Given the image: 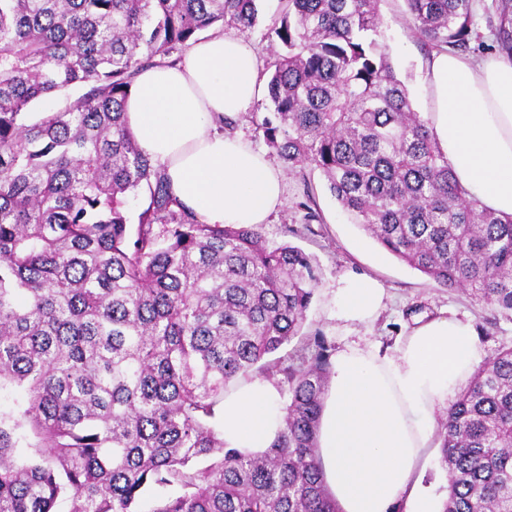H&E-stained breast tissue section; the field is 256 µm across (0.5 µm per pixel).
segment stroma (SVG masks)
Wrapping results in <instances>:
<instances>
[{"mask_svg": "<svg viewBox=\"0 0 512 512\" xmlns=\"http://www.w3.org/2000/svg\"><path fill=\"white\" fill-rule=\"evenodd\" d=\"M474 37L469 55L485 58L501 54L496 36L500 23L501 0H470ZM383 42L398 77L406 84L417 111L427 112L429 101L422 77L429 61L425 51L408 27L405 0H383ZM311 193L319 214L308 223L297 203ZM269 245L291 243L313 256L318 267V284L307 312L303 334L275 353L280 370L271 375L272 384H280L281 370L302 364L308 336L322 334L332 348L347 344H370L391 350L422 318L451 311L474 320L484 361L512 348V317L482 308L470 295L437 285L420 271L408 266L353 224L327 189L319 170L308 167L303 174L285 178V203L263 227ZM348 271L377 279L388 294L387 305L372 322L348 326L336 320L333 300L339 278ZM423 493L441 504L447 494L440 462V445L432 443L416 474Z\"/></svg>", "mask_w": 512, "mask_h": 512, "instance_id": "stroma-1", "label": "stroma"}]
</instances>
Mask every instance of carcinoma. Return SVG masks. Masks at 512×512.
<instances>
[{
  "label": "carcinoma",
  "mask_w": 512,
  "mask_h": 512,
  "mask_svg": "<svg viewBox=\"0 0 512 512\" xmlns=\"http://www.w3.org/2000/svg\"><path fill=\"white\" fill-rule=\"evenodd\" d=\"M382 0H282L257 128L319 169L369 236L512 315V216L467 199L381 41ZM430 50H462L470 0H405ZM501 47L512 51L504 23ZM258 0H0V512H338L317 432L333 348L282 369L269 448L224 443V390L301 335L314 259L263 227L202 224L125 123L138 73ZM84 92L56 109L45 99ZM140 203L136 225L128 204ZM441 512H512V349L441 423Z\"/></svg>",
  "instance_id": "carcinoma-1"
}]
</instances>
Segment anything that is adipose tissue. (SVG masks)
Instances as JSON below:
<instances>
[{
  "mask_svg": "<svg viewBox=\"0 0 512 512\" xmlns=\"http://www.w3.org/2000/svg\"><path fill=\"white\" fill-rule=\"evenodd\" d=\"M424 82L432 138L469 198L512 215V58L433 53ZM257 54L243 34L193 43L182 62L140 72L125 120L171 191L205 224H264L284 203V176L266 154L226 134L224 120L259 100ZM375 278L345 273L339 321L361 324L384 308ZM482 361L474 322L455 314L417 323L388 352L347 345L333 358L318 446L324 483L340 512H393L419 496L416 472L438 413ZM275 387L255 377L224 392V441L266 450L281 424Z\"/></svg>",
  "mask_w": 512,
  "mask_h": 512,
  "instance_id": "1",
  "label": "adipose tissue"
}]
</instances>
